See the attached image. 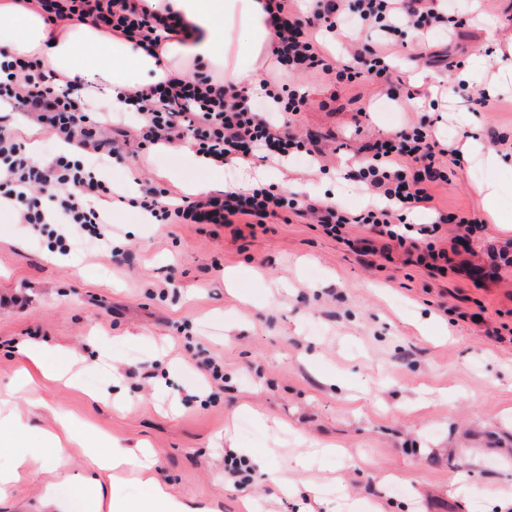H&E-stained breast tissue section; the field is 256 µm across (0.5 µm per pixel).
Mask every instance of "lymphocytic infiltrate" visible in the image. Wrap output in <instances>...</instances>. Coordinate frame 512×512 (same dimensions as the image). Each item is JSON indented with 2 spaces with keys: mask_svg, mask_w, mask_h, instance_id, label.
<instances>
[{
  "mask_svg": "<svg viewBox=\"0 0 512 512\" xmlns=\"http://www.w3.org/2000/svg\"><path fill=\"white\" fill-rule=\"evenodd\" d=\"M296 0H274L269 8L274 28L271 54L279 69L316 72L336 82L376 81L388 84L390 50L402 25L428 33L449 24L443 0H316L312 14H302ZM46 18L89 21L98 28L134 41L158 56L167 40L184 32L179 14H159L148 0H29ZM377 34L375 44L356 47L341 63H333L318 39L327 32L351 38L353 29ZM261 93L224 84L202 72L171 77L147 90L125 92L133 115L95 105L73 81L59 82L36 59L0 53V105L25 112L31 125L66 145L65 153L37 164L25 142L0 127V209L17 214L20 223L44 232L55 225V241L68 249L72 239L97 250L112 249L108 206L120 192L101 179L100 162L121 160L128 154L174 148L190 143L196 154L212 162L250 166L261 161L282 165L305 156L320 163L323 151L316 140L294 130L306 104L300 90L262 79ZM139 125V139L127 138L129 119ZM420 119L394 136L379 139L353 179L370 191L373 202L358 214H349L319 199L298 200L263 185L247 190H225L208 195H172L168 189L147 187L129 198L158 224L243 223L260 227L272 218L299 217L321 225L339 239L349 224H370L381 234L405 244L411 225L409 212L433 207L431 190L447 181L440 148Z\"/></svg>",
  "mask_w": 512,
  "mask_h": 512,
  "instance_id": "lymphocytic-infiltrate-1",
  "label": "lymphocytic infiltrate"
}]
</instances>
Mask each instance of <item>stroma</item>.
Wrapping results in <instances>:
<instances>
[{
	"label": "stroma",
	"mask_w": 512,
	"mask_h": 512,
	"mask_svg": "<svg viewBox=\"0 0 512 512\" xmlns=\"http://www.w3.org/2000/svg\"><path fill=\"white\" fill-rule=\"evenodd\" d=\"M458 36L402 28L392 57L397 93L421 68L416 111L394 110L379 86H339L296 77L307 105L296 130L322 136L323 170L304 160L278 169V189L306 197V185L357 212L369 196L336 178L365 143L429 116L444 148L472 138L500 163L455 169L433 188L435 211L477 216L480 185L495 182L512 211V85L484 111L467 99L512 67V0H452ZM472 69L476 80H459ZM184 193L208 169L191 153L157 150L108 164L116 183ZM435 211L413 215L431 222ZM115 254L51 253L14 213L0 211V397L26 414L17 443L32 447L73 415L120 447L148 442L153 473L177 499L210 512H512V223L485 224L454 244L463 225H443L431 260L424 243L399 245L351 224L344 240L298 219L242 224H141L113 204ZM43 341L79 357L81 385L36 376L13 387L18 347ZM224 364V388L210 398L209 359ZM252 449L239 491L224 477L229 450ZM304 457V491L282 495L274 478ZM88 472L81 449L60 472L10 488L0 512H43L48 481Z\"/></svg>",
	"instance_id": "35a3bbf8"
}]
</instances>
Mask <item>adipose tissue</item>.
Instances as JSON below:
<instances>
[{
    "label": "adipose tissue",
    "instance_id": "obj_1",
    "mask_svg": "<svg viewBox=\"0 0 512 512\" xmlns=\"http://www.w3.org/2000/svg\"><path fill=\"white\" fill-rule=\"evenodd\" d=\"M265 2L152 0L156 9L179 13L191 28L184 40L168 42L157 59L124 37L91 23L48 22L15 0H0V50L41 57L56 73L111 104L116 103L119 92L145 88L196 69L223 75L228 83L255 88L271 59L272 34ZM58 424V432L43 436L38 446L13 448L11 467L0 469V493L30 474L33 466L64 467L70 446L77 444L92 475L78 484L46 483L42 502L52 512H203L176 499L153 478L147 479L148 493L143 497L128 495L114 484L103 487L102 474L140 465L137 452L112 447L68 416H59Z\"/></svg>",
    "mask_w": 512,
    "mask_h": 512
}]
</instances>
